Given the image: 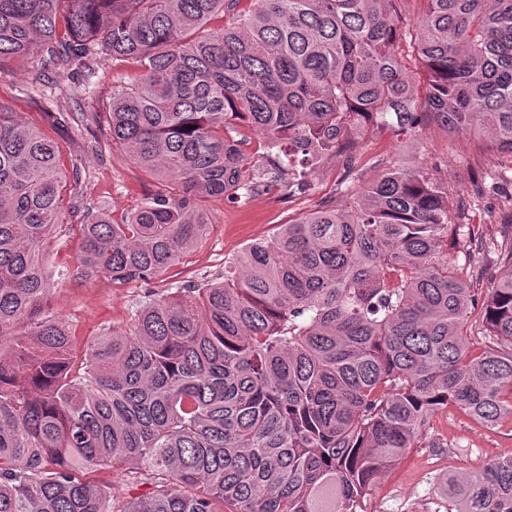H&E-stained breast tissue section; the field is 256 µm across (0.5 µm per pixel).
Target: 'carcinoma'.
<instances>
[{"mask_svg": "<svg viewBox=\"0 0 512 512\" xmlns=\"http://www.w3.org/2000/svg\"><path fill=\"white\" fill-rule=\"evenodd\" d=\"M0 0V60L140 78L98 101L106 140L167 180L122 224L82 213L51 262L60 146L0 107V512H113L77 471L147 466L123 512H357L453 406L512 417V273L477 297L448 259V189L392 165L250 244L224 280L151 295L76 348L53 283L150 282L206 236L205 198L306 193L296 158L434 120L512 154V0H426L402 57L398 0ZM228 17L217 30L208 22ZM258 129L270 166L232 132ZM447 512H512V456L440 481Z\"/></svg>", "mask_w": 512, "mask_h": 512, "instance_id": "1", "label": "carcinoma"}]
</instances>
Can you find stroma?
I'll list each match as a JSON object with an SVG mask.
<instances>
[{"label":"stroma","mask_w":512,"mask_h":512,"mask_svg":"<svg viewBox=\"0 0 512 512\" xmlns=\"http://www.w3.org/2000/svg\"><path fill=\"white\" fill-rule=\"evenodd\" d=\"M88 81L87 73L77 70L42 78L35 60L8 58L0 61V106L34 122L61 146L64 180H71L73 167H80L82 193L66 197V207H102L120 223L162 183L146 177L123 151L96 147L91 132L98 104L83 93ZM51 110L78 112L82 118L59 124L48 118ZM353 152L363 162L359 170L347 173L339 159L325 157L312 164L309 188L301 196L261 189L240 200H204L211 222L206 239L162 278L147 285L106 277L62 283L50 294V315L64 321L80 345L103 327H126L147 296L221 276L225 263L248 243L272 237L279 225L321 201L349 203L382 165L393 161L447 182L450 211L465 215L461 240L490 242L512 235V227L501 222L503 212L512 208V155L493 149L487 137L429 123L408 139H396L388 131L367 136L354 144ZM431 424L423 446L411 449L364 498L363 512H442L444 503L435 490L439 475L466 472L512 455L511 418L489 430L449 408L438 412ZM89 478L106 489L115 512H124L132 498L150 490L145 469L131 464L116 471L102 468Z\"/></svg>","instance_id":"obj_1"}]
</instances>
